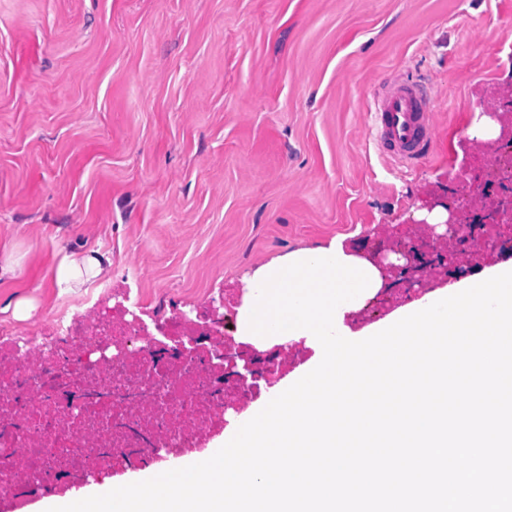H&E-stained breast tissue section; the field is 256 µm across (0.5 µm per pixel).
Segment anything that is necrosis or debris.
<instances>
[{"instance_id": "necrosis-or-debris-1", "label": "necrosis or debris", "mask_w": 512, "mask_h": 512, "mask_svg": "<svg viewBox=\"0 0 512 512\" xmlns=\"http://www.w3.org/2000/svg\"><path fill=\"white\" fill-rule=\"evenodd\" d=\"M506 171L511 146L471 153L457 208L475 195L493 208L476 189ZM237 306L213 298L167 315L115 296L92 327L58 317L48 333L0 340V499L92 465L114 471L198 447L300 354L279 346L246 371L243 343L224 331Z\"/></svg>"}]
</instances>
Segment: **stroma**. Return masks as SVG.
<instances>
[{"label":"stroma","mask_w":512,"mask_h":512,"mask_svg":"<svg viewBox=\"0 0 512 512\" xmlns=\"http://www.w3.org/2000/svg\"><path fill=\"white\" fill-rule=\"evenodd\" d=\"M394 74L435 112L411 168L368 135ZM508 88L512 0H0V329L88 322L127 288L184 309L339 237L384 251L382 225L455 196L464 139ZM91 250L106 277L54 282Z\"/></svg>","instance_id":"35a3bbf8"}]
</instances>
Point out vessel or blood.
<instances>
[{"label":"vessel or blood","mask_w":512,"mask_h":512,"mask_svg":"<svg viewBox=\"0 0 512 512\" xmlns=\"http://www.w3.org/2000/svg\"><path fill=\"white\" fill-rule=\"evenodd\" d=\"M371 116L375 146L387 159L410 165L430 155L434 114L416 86L394 81L378 93Z\"/></svg>","instance_id":"1"}]
</instances>
